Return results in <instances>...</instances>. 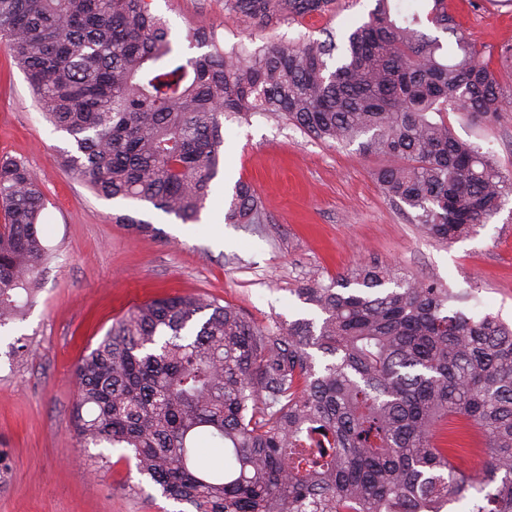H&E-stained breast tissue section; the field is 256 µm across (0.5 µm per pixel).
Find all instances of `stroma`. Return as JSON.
I'll return each instance as SVG.
<instances>
[{
	"label": "stroma",
	"instance_id": "obj_1",
	"mask_svg": "<svg viewBox=\"0 0 512 512\" xmlns=\"http://www.w3.org/2000/svg\"><path fill=\"white\" fill-rule=\"evenodd\" d=\"M167 21L180 53L201 55L187 34L200 31L250 45L255 27L228 0H148ZM461 29L484 57L512 46V0H447ZM373 0H337L333 13L285 22L266 36L323 39L366 19ZM458 138L493 150L512 174V112L495 122L456 112ZM72 138L47 123L6 44L0 43V157L22 160L45 197L40 230L51 254L22 296V317L0 327V452L11 471L0 484V512H177L158 487L141 482L123 449L78 447L70 430L74 369L129 308L149 299L199 293L232 305L251 321L311 317L297 288L329 282L359 264H389L456 291L479 289L473 313L512 322V202L478 235L444 244L423 235L379 185L384 164L356 146L313 139L285 120L255 114L224 120V161L195 224L150 206L94 194L60 164ZM253 187L267 221L228 224L236 182ZM129 213L150 222L151 235L115 223ZM448 442L468 475L484 469L485 441L454 419Z\"/></svg>",
	"mask_w": 512,
	"mask_h": 512
}]
</instances>
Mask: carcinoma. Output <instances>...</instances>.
I'll list each match as a JSON object with an SVG mask.
<instances>
[{"label": "carcinoma", "mask_w": 512, "mask_h": 512, "mask_svg": "<svg viewBox=\"0 0 512 512\" xmlns=\"http://www.w3.org/2000/svg\"><path fill=\"white\" fill-rule=\"evenodd\" d=\"M335 5L229 0L261 29ZM424 20L375 0L339 43L239 53L211 42L185 57L147 0H0V35L74 141L62 163L96 194L194 223L224 158V117L262 112L383 157L384 193L423 234L453 242L512 196V175L448 123L450 112L492 122L512 104L501 74L512 47L497 70L444 0ZM42 209L36 175L0 157V326L48 257ZM224 221L265 223L249 184ZM115 222L153 230L129 214ZM297 295L318 318L277 330L200 294L131 309L76 364L80 446L129 449L138 474L192 512H449L471 488V512H512V326L468 315L466 292L376 263ZM451 416L487 438L478 478L440 440Z\"/></svg>", "instance_id": "obj_1"}]
</instances>
